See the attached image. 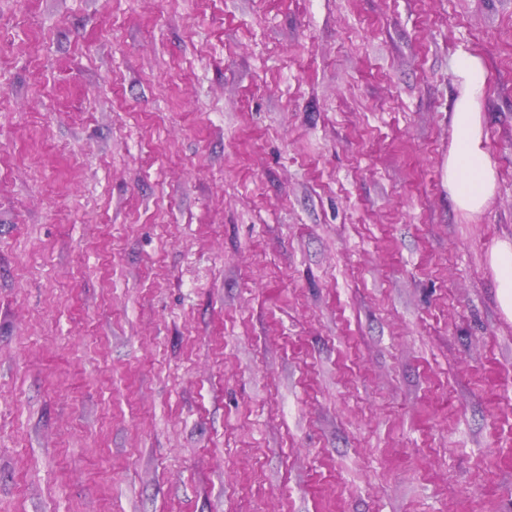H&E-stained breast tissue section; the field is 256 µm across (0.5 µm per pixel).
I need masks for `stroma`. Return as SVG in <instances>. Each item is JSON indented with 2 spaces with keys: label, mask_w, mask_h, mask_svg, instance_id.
I'll return each instance as SVG.
<instances>
[{
  "label": "stroma",
  "mask_w": 512,
  "mask_h": 512,
  "mask_svg": "<svg viewBox=\"0 0 512 512\" xmlns=\"http://www.w3.org/2000/svg\"><path fill=\"white\" fill-rule=\"evenodd\" d=\"M504 239L512 0H0V512H512ZM453 70L462 93L451 113L453 140L448 153V191L459 211L470 217L484 211L497 181L485 146L480 112L489 76L482 60L473 54L456 57ZM496 275L498 300L504 313L512 316V242H498L490 257Z\"/></svg>",
  "instance_id": "obj_1"
}]
</instances>
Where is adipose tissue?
Listing matches in <instances>:
<instances>
[{
	"mask_svg": "<svg viewBox=\"0 0 512 512\" xmlns=\"http://www.w3.org/2000/svg\"><path fill=\"white\" fill-rule=\"evenodd\" d=\"M462 86L451 114L453 140L448 153V190L466 216L480 214L494 195L496 170L483 137L481 104L488 84L482 60L462 54L453 62Z\"/></svg>",
	"mask_w": 512,
	"mask_h": 512,
	"instance_id": "adipose-tissue-1",
	"label": "adipose tissue"
}]
</instances>
